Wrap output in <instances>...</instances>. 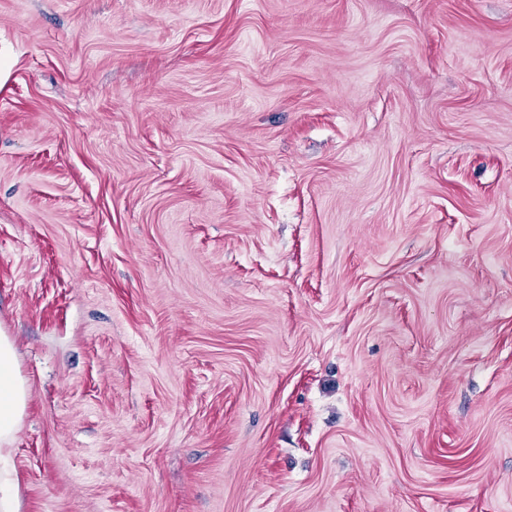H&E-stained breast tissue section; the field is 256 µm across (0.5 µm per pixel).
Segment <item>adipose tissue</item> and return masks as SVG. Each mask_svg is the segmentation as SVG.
<instances>
[{
	"instance_id": "1",
	"label": "adipose tissue",
	"mask_w": 512,
	"mask_h": 512,
	"mask_svg": "<svg viewBox=\"0 0 512 512\" xmlns=\"http://www.w3.org/2000/svg\"><path fill=\"white\" fill-rule=\"evenodd\" d=\"M27 399L28 384L18 372L13 343L0 334V512H19L20 485L12 445L25 415Z\"/></svg>"
}]
</instances>
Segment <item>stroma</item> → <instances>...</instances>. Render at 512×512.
I'll return each mask as SVG.
<instances>
[{"mask_svg": "<svg viewBox=\"0 0 512 512\" xmlns=\"http://www.w3.org/2000/svg\"><path fill=\"white\" fill-rule=\"evenodd\" d=\"M20 512H512V0H0Z\"/></svg>", "mask_w": 512, "mask_h": 512, "instance_id": "stroma-1", "label": "stroma"}]
</instances>
